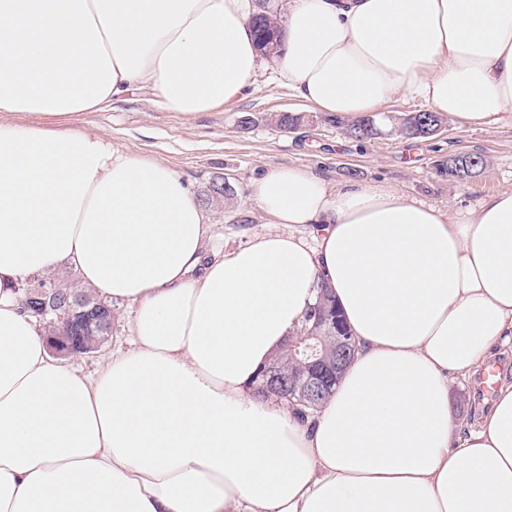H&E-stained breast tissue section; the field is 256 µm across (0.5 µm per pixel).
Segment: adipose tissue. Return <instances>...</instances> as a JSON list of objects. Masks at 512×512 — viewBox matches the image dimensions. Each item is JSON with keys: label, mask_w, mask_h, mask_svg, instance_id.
<instances>
[{"label": "adipose tissue", "mask_w": 512, "mask_h": 512, "mask_svg": "<svg viewBox=\"0 0 512 512\" xmlns=\"http://www.w3.org/2000/svg\"><path fill=\"white\" fill-rule=\"evenodd\" d=\"M252 12L0 0V512H512V384L463 435L448 398L512 345V190L452 213L276 167L246 195L270 230L211 258L173 169L72 127L135 92L236 107L260 64ZM278 24L282 75L326 115L405 94L481 127L512 107V0H288ZM63 263L134 308L93 376L17 302ZM322 282L357 349L302 417L254 383Z\"/></svg>", "instance_id": "1"}]
</instances>
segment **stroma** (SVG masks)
Wrapping results in <instances>:
<instances>
[{
    "mask_svg": "<svg viewBox=\"0 0 512 512\" xmlns=\"http://www.w3.org/2000/svg\"><path fill=\"white\" fill-rule=\"evenodd\" d=\"M424 108L422 100L396 96L377 116L379 135L358 141L347 133L350 120L327 116L297 98L270 60L258 77L256 92L232 110L185 116L146 96L131 95L81 113L75 125L101 135L114 149L161 161L190 184L197 197H204L213 182L229 181L235 197L207 207L215 226L211 246L220 249L268 231L266 218L243 199L251 180L272 167H307L332 183L385 182L451 211L512 189V116L476 129L452 121L447 131L430 138H409L401 131L402 120ZM280 112L300 116V125L279 130L273 117ZM458 152H478L485 158L483 168L464 182L437 170ZM129 316L126 303H113L108 341L96 354L68 358V365L94 373L124 343ZM474 383L470 376L450 386V407L462 433L478 427L492 407L491 401L476 395Z\"/></svg>",
    "mask_w": 512,
    "mask_h": 512,
    "instance_id": "obj_1",
    "label": "stroma"
}]
</instances>
